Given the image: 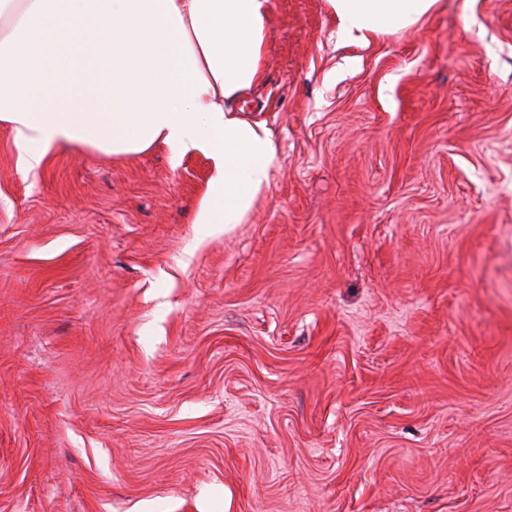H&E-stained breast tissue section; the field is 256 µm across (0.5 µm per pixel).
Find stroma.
I'll use <instances>...</instances> for the list:
<instances>
[{"instance_id": "1", "label": "stroma", "mask_w": 512, "mask_h": 512, "mask_svg": "<svg viewBox=\"0 0 512 512\" xmlns=\"http://www.w3.org/2000/svg\"><path fill=\"white\" fill-rule=\"evenodd\" d=\"M270 182L0 126V512H512V0H269ZM441 0H326L349 41L415 27Z\"/></svg>"}]
</instances>
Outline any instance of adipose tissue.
<instances>
[{
	"label": "adipose tissue",
	"instance_id": "adipose-tissue-1",
	"mask_svg": "<svg viewBox=\"0 0 512 512\" xmlns=\"http://www.w3.org/2000/svg\"><path fill=\"white\" fill-rule=\"evenodd\" d=\"M349 41L415 27L440 0H327ZM268 0H0V124L21 172L57 148L166 144L214 175L195 218L240 224L276 148L236 104L263 77Z\"/></svg>",
	"mask_w": 512,
	"mask_h": 512
}]
</instances>
